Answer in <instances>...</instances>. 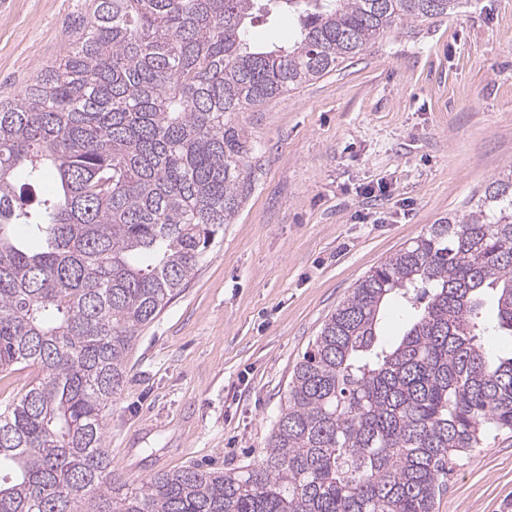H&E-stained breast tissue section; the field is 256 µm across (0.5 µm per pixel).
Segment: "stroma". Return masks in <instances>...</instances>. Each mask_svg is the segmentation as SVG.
<instances>
[{"label":"stroma","instance_id":"obj_1","mask_svg":"<svg viewBox=\"0 0 512 512\" xmlns=\"http://www.w3.org/2000/svg\"><path fill=\"white\" fill-rule=\"evenodd\" d=\"M90 0H0V101L73 40ZM252 190L142 328L107 411L113 478L255 461L293 368L355 282L512 167V0L397 26L336 71L233 115ZM512 434L449 475L434 512H507Z\"/></svg>","mask_w":512,"mask_h":512}]
</instances>
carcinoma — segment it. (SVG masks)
<instances>
[{
  "mask_svg": "<svg viewBox=\"0 0 512 512\" xmlns=\"http://www.w3.org/2000/svg\"><path fill=\"white\" fill-rule=\"evenodd\" d=\"M463 4L92 0L60 62L0 104V370L36 369L0 406V512H433L455 461L512 433V355L478 340L512 336L510 168L355 283L295 365L257 461L130 490L105 446L138 332L251 190L231 115ZM256 10L297 16L293 42L248 43ZM391 298L408 320L386 343Z\"/></svg>",
  "mask_w": 512,
  "mask_h": 512,
  "instance_id": "1",
  "label": "carcinoma"
}]
</instances>
